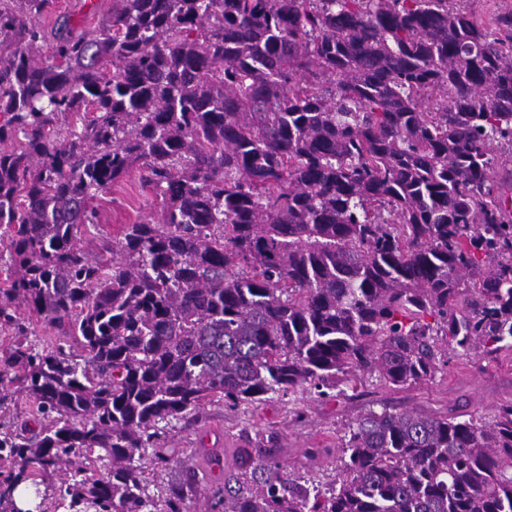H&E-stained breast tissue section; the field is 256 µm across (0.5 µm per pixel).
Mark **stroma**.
<instances>
[{"label": "stroma", "mask_w": 512, "mask_h": 512, "mask_svg": "<svg viewBox=\"0 0 512 512\" xmlns=\"http://www.w3.org/2000/svg\"><path fill=\"white\" fill-rule=\"evenodd\" d=\"M96 206L100 235L117 239L125 225L151 219L156 198L132 174L100 195ZM510 402L512 352L485 358L455 356L434 379L402 390L373 377L357 390L326 398L300 391L259 407L211 402L187 420L173 423L165 445L174 449V457L166 464H148L145 475L151 493L165 496L183 488L182 512H222L212 491L223 486L224 469L233 465L241 449H279L284 472L329 485L336 480L334 451L341 435L367 410H424L484 420ZM209 448L221 451L222 465L208 463Z\"/></svg>", "instance_id": "stroma-1"}]
</instances>
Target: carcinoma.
Wrapping results in <instances>:
<instances>
[{
  "instance_id": "carcinoma-1",
  "label": "carcinoma",
  "mask_w": 512,
  "mask_h": 512,
  "mask_svg": "<svg viewBox=\"0 0 512 512\" xmlns=\"http://www.w3.org/2000/svg\"><path fill=\"white\" fill-rule=\"evenodd\" d=\"M463 3L112 0L75 33L40 24L53 0H0V331L19 336L0 392L45 421L0 434V512L76 459L58 507L182 512L144 465L208 400L403 388L512 350V170L492 174L494 149L512 162V10ZM134 171L153 220L90 253L93 200ZM22 309L59 343L22 340ZM258 456L224 512H512V403L371 409L331 487Z\"/></svg>"
}]
</instances>
